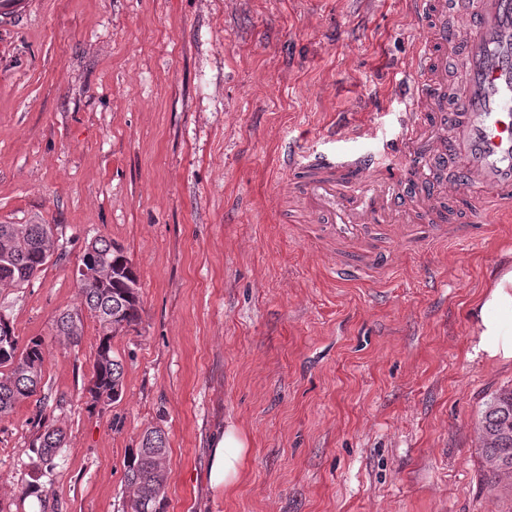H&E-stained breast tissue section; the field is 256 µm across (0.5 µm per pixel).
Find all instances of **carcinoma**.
I'll return each instance as SVG.
<instances>
[{"label":"carcinoma","mask_w":512,"mask_h":512,"mask_svg":"<svg viewBox=\"0 0 512 512\" xmlns=\"http://www.w3.org/2000/svg\"><path fill=\"white\" fill-rule=\"evenodd\" d=\"M53 228L49 224H0V288H20L41 272L51 252ZM82 265L92 275L79 281L83 309L97 321L98 343L92 376L86 388L87 404L95 408L120 397L124 366L112 351V338L139 324L142 305L139 279L132 261L111 240L100 235L84 249ZM73 311L55 319L56 335L77 346L84 323L72 319ZM45 341L32 338L19 347L12 326L0 327V418L11 414L21 402L38 395L45 376ZM482 457L493 477L512 474V387L495 393L479 420ZM65 440L64 429L39 425L32 441L39 465L51 469L57 449ZM167 439L161 431L148 429L140 446L124 465L128 490L126 512H165L168 470Z\"/></svg>","instance_id":"1"}]
</instances>
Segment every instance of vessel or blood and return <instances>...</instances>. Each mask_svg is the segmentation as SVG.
<instances>
[{
	"instance_id": "obj_1",
	"label": "vessel or blood",
	"mask_w": 512,
	"mask_h": 512,
	"mask_svg": "<svg viewBox=\"0 0 512 512\" xmlns=\"http://www.w3.org/2000/svg\"><path fill=\"white\" fill-rule=\"evenodd\" d=\"M419 38L414 62L423 74L408 92L409 110L395 154L436 164L454 160L457 175L440 190L417 196L437 226L429 245L473 244L491 224L512 218V0H411ZM458 54L463 78L448 92V56ZM336 152L288 146L283 162L293 174V199L317 243L335 252L333 271L344 280L388 266L378 245L383 233L411 235L413 210L381 153L347 151L366 129L340 121L328 134ZM472 200L446 214L443 204Z\"/></svg>"
}]
</instances>
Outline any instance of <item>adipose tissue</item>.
<instances>
[{"label":"adipose tissue","mask_w":512,"mask_h":512,"mask_svg":"<svg viewBox=\"0 0 512 512\" xmlns=\"http://www.w3.org/2000/svg\"><path fill=\"white\" fill-rule=\"evenodd\" d=\"M475 337L470 359L512 362V269L502 270L491 290L471 308ZM247 441L235 427L216 436L211 451L209 481L215 487H232L240 479Z\"/></svg>","instance_id":"obj_1"}]
</instances>
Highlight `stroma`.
Instances as JSON below:
<instances>
[{"mask_svg": "<svg viewBox=\"0 0 512 512\" xmlns=\"http://www.w3.org/2000/svg\"><path fill=\"white\" fill-rule=\"evenodd\" d=\"M409 0H0V224L54 227L28 285L0 288L20 343L47 348L41 400L0 419V512H123L124 461L168 441L167 512H512L478 422L512 363L472 360L469 311L512 267V223L479 245L420 250L355 282L289 222L292 140L331 151L339 113L400 131ZM140 276L142 321L112 340L121 397L88 408L98 324L80 302L96 236ZM64 428L37 470V414ZM249 441L240 481L210 486L226 424ZM39 481L46 500L26 489Z\"/></svg>", "mask_w": 512, "mask_h": 512, "instance_id": "stroma-1", "label": "stroma"}]
</instances>
